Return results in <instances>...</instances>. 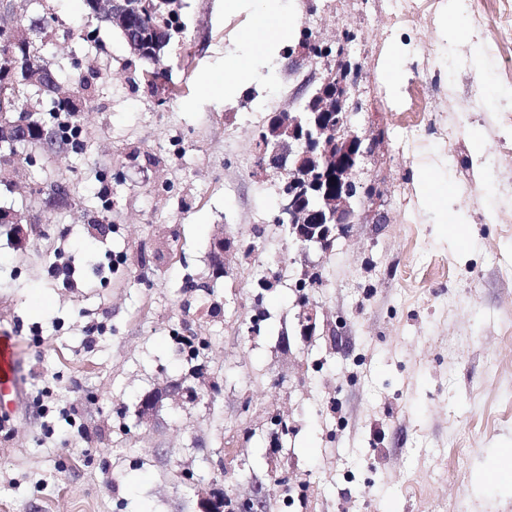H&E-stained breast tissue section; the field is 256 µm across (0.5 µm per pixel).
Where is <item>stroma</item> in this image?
Masks as SVG:
<instances>
[{"mask_svg": "<svg viewBox=\"0 0 512 512\" xmlns=\"http://www.w3.org/2000/svg\"><path fill=\"white\" fill-rule=\"evenodd\" d=\"M261 2L230 13L180 0L184 30L154 64L87 21L83 0L0 8L24 29L53 16L36 43L62 92L95 78L85 151L30 164L0 149V209L18 218L0 224V336L24 389L0 430V512H198L229 485L247 500L250 475L273 470L267 512H512L500 479L512 470V60L469 14V37H447L453 0L415 31L356 0L295 9V31L343 47L337 62L355 68L350 126L368 148L352 174L355 223L331 249L305 250L275 221L282 175L256 162L269 113L255 106L297 112L294 72L277 51L236 97L199 84L243 53ZM394 45L392 90L380 71ZM426 51L447 69L438 112L414 86ZM156 70L177 96L152 93ZM423 170L446 203L425 198ZM54 182L67 198L48 194ZM222 237L234 247L220 277ZM61 259L73 284L50 272ZM176 382L188 396H164ZM157 391L158 411L141 415Z\"/></svg>", "mask_w": 512, "mask_h": 512, "instance_id": "1", "label": "stroma"}]
</instances>
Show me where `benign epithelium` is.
I'll list each match as a JSON object with an SVG mask.
<instances>
[{
	"label": "benign epithelium",
	"instance_id": "7a95c632",
	"mask_svg": "<svg viewBox=\"0 0 512 512\" xmlns=\"http://www.w3.org/2000/svg\"><path fill=\"white\" fill-rule=\"evenodd\" d=\"M161 4L163 0H89L91 15L109 18L112 26L124 33L131 53L137 57L157 56L163 39L155 30L143 35L130 34L132 20L136 15L158 13ZM24 42L25 35L20 28L0 25V46L16 59L11 71L0 75L2 113L15 110L13 89L18 84L39 85L27 65L16 58V48ZM283 57L294 71L311 59L301 44L288 48ZM150 88L166 100L174 84L166 74L154 71ZM312 98L319 102L315 109L290 117L288 127H277L271 136L258 138L257 163L289 175L275 221L289 225L293 242L305 248L317 245L324 249L337 233L353 223L355 213L348 202L354 192L350 175L365 151L363 138L352 130L344 139L330 138L327 119L330 113L341 111L342 96L326 97L320 90Z\"/></svg>",
	"mask_w": 512,
	"mask_h": 512
}]
</instances>
